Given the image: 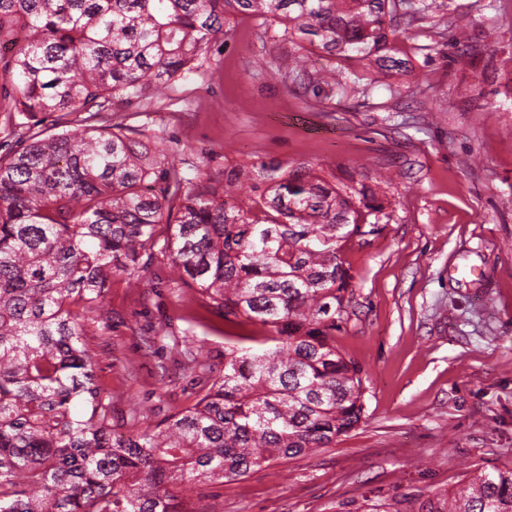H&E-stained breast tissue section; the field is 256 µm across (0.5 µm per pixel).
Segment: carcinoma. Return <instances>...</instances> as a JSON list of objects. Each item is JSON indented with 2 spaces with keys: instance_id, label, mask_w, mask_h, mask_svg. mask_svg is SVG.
Returning <instances> with one entry per match:
<instances>
[{
  "instance_id": "1",
  "label": "carcinoma",
  "mask_w": 512,
  "mask_h": 512,
  "mask_svg": "<svg viewBox=\"0 0 512 512\" xmlns=\"http://www.w3.org/2000/svg\"><path fill=\"white\" fill-rule=\"evenodd\" d=\"M435 0H0L18 149L0 156V512H204L172 482L222 483L325 448L363 415L361 369L335 345L353 297L345 249L384 200L299 167L201 174L162 137L137 149L117 109L197 71L228 16L273 19L341 59L398 67ZM460 18L451 44L468 46ZM54 116L47 135L38 115ZM234 325L224 371L191 406L128 437L84 339L112 278L151 265ZM425 512H512V469L477 471Z\"/></svg>"
}]
</instances>
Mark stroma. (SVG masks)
Instances as JSON below:
<instances>
[{
  "mask_svg": "<svg viewBox=\"0 0 512 512\" xmlns=\"http://www.w3.org/2000/svg\"><path fill=\"white\" fill-rule=\"evenodd\" d=\"M437 3L400 43L401 67L370 87L348 79L358 62L233 16L227 46L196 73L119 112L144 145L162 135L205 172L274 163L333 185L383 183L380 232L347 245L353 313L336 335L362 370L361 422L244 479L173 486L205 512H421L475 471L512 468V0ZM452 14L473 20L465 68L448 44ZM291 54L308 81L281 74ZM325 71L337 84L315 92ZM146 276L138 288L113 279L87 327L124 433L193 404L240 332L158 266ZM201 350L209 371L186 370Z\"/></svg>",
  "mask_w": 512,
  "mask_h": 512,
  "instance_id": "stroma-1",
  "label": "stroma"
}]
</instances>
